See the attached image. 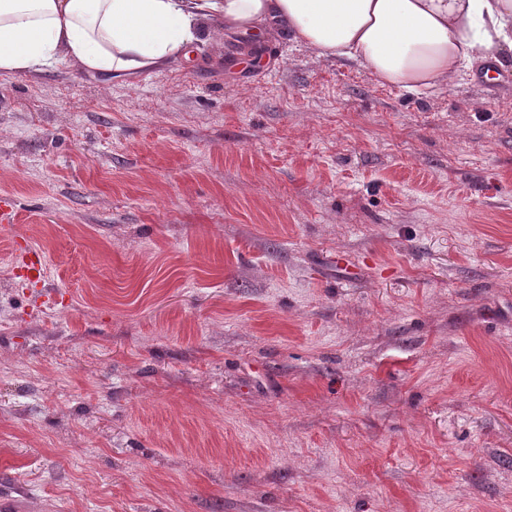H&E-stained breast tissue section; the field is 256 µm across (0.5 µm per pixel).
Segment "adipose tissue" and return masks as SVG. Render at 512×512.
Returning a JSON list of instances; mask_svg holds the SVG:
<instances>
[{
	"label": "adipose tissue",
	"mask_w": 512,
	"mask_h": 512,
	"mask_svg": "<svg viewBox=\"0 0 512 512\" xmlns=\"http://www.w3.org/2000/svg\"><path fill=\"white\" fill-rule=\"evenodd\" d=\"M276 33L377 81L444 90L461 68L512 60V0H0V72L129 84L205 39Z\"/></svg>",
	"instance_id": "adipose-tissue-1"
}]
</instances>
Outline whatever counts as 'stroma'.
I'll return each mask as SVG.
<instances>
[{
  "label": "stroma",
  "mask_w": 512,
  "mask_h": 512,
  "mask_svg": "<svg viewBox=\"0 0 512 512\" xmlns=\"http://www.w3.org/2000/svg\"><path fill=\"white\" fill-rule=\"evenodd\" d=\"M1 199L11 512H512L511 65L0 74ZM12 253L17 261H21L24 264L28 279L42 280L45 273V263L40 250L33 247L24 238H14Z\"/></svg>",
  "instance_id": "stroma-1"
}]
</instances>
